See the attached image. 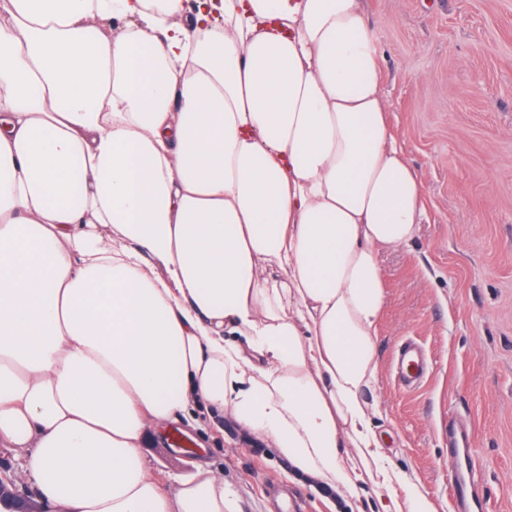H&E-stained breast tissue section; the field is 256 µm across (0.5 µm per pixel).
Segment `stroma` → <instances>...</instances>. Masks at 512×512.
<instances>
[{"label": "stroma", "mask_w": 512, "mask_h": 512, "mask_svg": "<svg viewBox=\"0 0 512 512\" xmlns=\"http://www.w3.org/2000/svg\"><path fill=\"white\" fill-rule=\"evenodd\" d=\"M379 49L391 128L424 188L419 238L384 253L388 303L369 401L392 462L446 512L460 474L445 424L461 420L484 477L483 512H512V0H363ZM420 340L432 371L403 390L397 345ZM232 416L173 423L144 459L166 488L198 469L224 477L239 512H279L270 484L300 512H335L268 442L244 443Z\"/></svg>", "instance_id": "stroma-1"}]
</instances>
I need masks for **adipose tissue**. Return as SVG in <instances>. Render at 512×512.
<instances>
[{"instance_id":"obj_1","label":"adipose tissue","mask_w":512,"mask_h":512,"mask_svg":"<svg viewBox=\"0 0 512 512\" xmlns=\"http://www.w3.org/2000/svg\"><path fill=\"white\" fill-rule=\"evenodd\" d=\"M377 56L361 0H0V447L53 512H234L146 467L197 410L442 512L366 398L426 218Z\"/></svg>"}]
</instances>
